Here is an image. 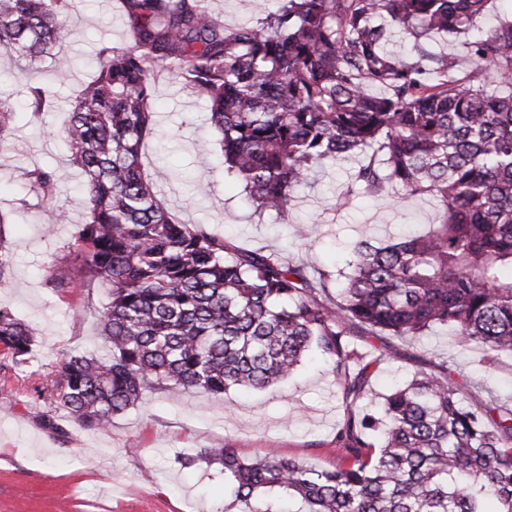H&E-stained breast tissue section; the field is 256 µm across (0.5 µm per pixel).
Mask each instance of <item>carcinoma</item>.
Instances as JSON below:
<instances>
[{
	"label": "carcinoma",
	"instance_id": "carcinoma-1",
	"mask_svg": "<svg viewBox=\"0 0 512 512\" xmlns=\"http://www.w3.org/2000/svg\"><path fill=\"white\" fill-rule=\"evenodd\" d=\"M66 2L0 0V50L35 69L61 39ZM488 2L280 0L268 11L255 0L256 24L228 29L198 0H121L128 40L99 51L66 124L84 248L60 256L48 280L58 292L88 276L108 290L99 326L109 355L33 371V328L0 306L5 367L42 377L48 412L104 430L151 389H268L314 349L350 403L337 434L347 461L215 448L224 496L245 512H282L252 504L271 491L306 512H488V499L512 512V408L465 405L445 368L416 373L372 409L369 368L385 351L354 340L442 326L489 367L512 354V18L465 41L462 56L422 46L467 34ZM396 30L413 55L387 48ZM162 73L208 103L224 173L256 212L286 216L322 164L370 150L352 183L373 196L431 194L442 220L398 242L355 241L336 303L325 304L305 266L183 224L158 199L140 151ZM29 95L33 114L48 109L46 87ZM15 114L0 97V142ZM27 185L42 203L55 198L50 171H28Z\"/></svg>",
	"mask_w": 512,
	"mask_h": 512
}]
</instances>
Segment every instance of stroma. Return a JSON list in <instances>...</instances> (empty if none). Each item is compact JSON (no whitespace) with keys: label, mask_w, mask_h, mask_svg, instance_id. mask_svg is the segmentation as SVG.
Returning <instances> with one entry per match:
<instances>
[{"label":"stroma","mask_w":512,"mask_h":512,"mask_svg":"<svg viewBox=\"0 0 512 512\" xmlns=\"http://www.w3.org/2000/svg\"><path fill=\"white\" fill-rule=\"evenodd\" d=\"M63 23L67 35L57 51L70 61L67 76L53 81L55 59L46 57L31 78L50 83L54 99L48 112L31 120V80L0 83V95L17 110L14 128L0 144V210L10 216L5 234L12 256L0 305L31 324L33 359L48 365L67 353L105 352L98 316L106 289L94 283L56 293L45 283L56 271L58 253L80 252L74 232L84 198L78 172L66 162L64 110L90 78L91 60L102 48L124 43L129 30L127 17L110 0H69ZM154 110L155 130L142 147V167L149 175L159 167L169 171L155 189L181 223L209 225L238 247L262 244L306 265L314 277L324 278L326 301L336 299L337 273L354 241L384 243L408 225L429 229L442 215L439 200L430 195L404 199L391 192L373 198L354 187L350 174L361 162L357 156L326 162L286 217L258 214L242 186L224 174L205 100L164 73L156 82ZM37 167L53 171L55 205L68 211L69 223H52L48 212L32 205L25 173ZM297 224L311 231L307 245L294 239ZM358 342L393 351L371 379L376 395L388 394L417 371L447 365L469 405L512 407V357L485 366L478 347L459 343L446 329L416 339L362 336ZM43 415L26 374L1 370L0 512H224L231 501L224 496L220 466L187 468L180 454L227 446L252 458L274 448L283 457L330 467L343 456L336 434L347 405L331 364L314 354L270 389L232 388L220 397L191 391L177 399L163 390L147 392L106 430L79 426L62 410L49 422Z\"/></svg>","instance_id":"stroma-1"}]
</instances>
